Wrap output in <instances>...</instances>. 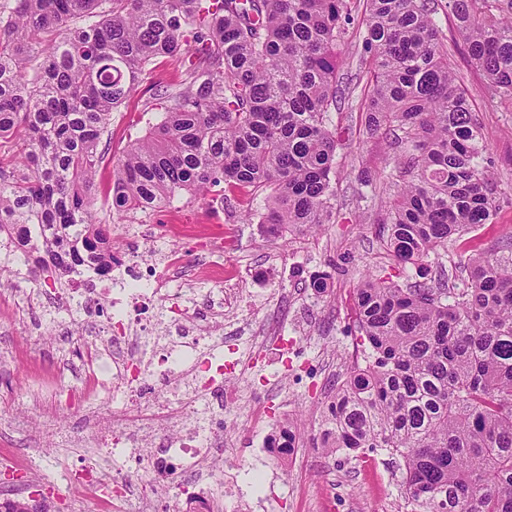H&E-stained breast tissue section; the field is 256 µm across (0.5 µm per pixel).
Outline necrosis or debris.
Masks as SVG:
<instances>
[{
  "instance_id": "obj_1",
  "label": "necrosis or debris",
  "mask_w": 512,
  "mask_h": 512,
  "mask_svg": "<svg viewBox=\"0 0 512 512\" xmlns=\"http://www.w3.org/2000/svg\"><path fill=\"white\" fill-rule=\"evenodd\" d=\"M151 231L171 242L159 258L124 243L113 248L107 272L72 274L78 309L106 305L103 323H76L81 388L129 401L137 412L131 422L122 411L96 415L92 436L115 462L112 477L88 465L76 479L107 512H170L182 504L222 512L213 485L224 469L227 418L240 404L236 383L249 366L225 363L223 339L200 324L204 315L223 320V299L203 308L187 295L182 273L193 258L209 276H223L224 239L189 224ZM146 435L159 438L160 450L144 449Z\"/></svg>"
}]
</instances>
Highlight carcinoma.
I'll list each match as a JSON object with an SVG mask.
<instances>
[{
	"label": "carcinoma",
	"mask_w": 512,
	"mask_h": 512,
	"mask_svg": "<svg viewBox=\"0 0 512 512\" xmlns=\"http://www.w3.org/2000/svg\"><path fill=\"white\" fill-rule=\"evenodd\" d=\"M0 0V236L60 277L112 256L89 192L101 139L140 76L180 69L145 103V134L113 169L112 211L185 194H266L263 223L336 221L329 114L343 46L364 28L357 112L401 185L373 223L397 270L493 223L499 185L435 0ZM512 0H448L490 96L512 103ZM364 364L328 406L323 448L404 460L411 512H512V237L460 252L428 285L378 275L353 291Z\"/></svg>",
	"instance_id": "obj_1"
}]
</instances>
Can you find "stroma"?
<instances>
[{"label": "stroma", "instance_id": "stroma-1", "mask_svg": "<svg viewBox=\"0 0 512 512\" xmlns=\"http://www.w3.org/2000/svg\"><path fill=\"white\" fill-rule=\"evenodd\" d=\"M455 67L477 110L481 134L502 195L494 223L475 231L479 244L492 247L512 236V109L490 98L482 74L463 53H455ZM177 67L158 63L152 72L112 114L103 136L107 146L95 177V210L114 236L127 232L125 219L111 210L113 163L122 156L130 138L143 134L142 109L156 84L173 82ZM384 142L372 139L352 142L336 173V221L322 229L281 226L277 234L261 230L257 221L265 211L263 198L233 211L214 210L209 198L180 201V212L157 209L154 223L220 224L224 227V280L197 273L192 287L198 295L233 288L237 299L224 305V338L244 343L255 323L276 321L282 336L292 339L304 361H293L287 375L264 352L239 349L250 362L249 378L266 381L273 400L268 404L265 427L247 417L250 402L241 399V416L229 433L230 449L224 465L238 470L237 483L225 484L224 496L238 500L240 512H408L400 492L403 470L388 452L378 450L365 457L337 451L327 459L320 443L325 430L324 407L344 379L356 349L357 329L351 311L352 291L374 271L387 274L391 262L371 225L385 193L359 198L358 177L393 166ZM331 275L328 292L311 286L314 274ZM38 281L34 292L35 320L18 323L13 312L0 309V498L48 496L56 512L88 508L87 489L69 477L101 455L89 440L88 428L96 412L110 400L65 404L55 400L58 379L79 378V361L67 345L64 326L69 321L60 300L73 283L55 280L52 273H27ZM54 408V426L67 437L56 443L38 415ZM296 427L300 434L298 461L269 462L263 440L281 425ZM29 463L28 471L18 463Z\"/></svg>", "mask_w": 512, "mask_h": 512}]
</instances>
